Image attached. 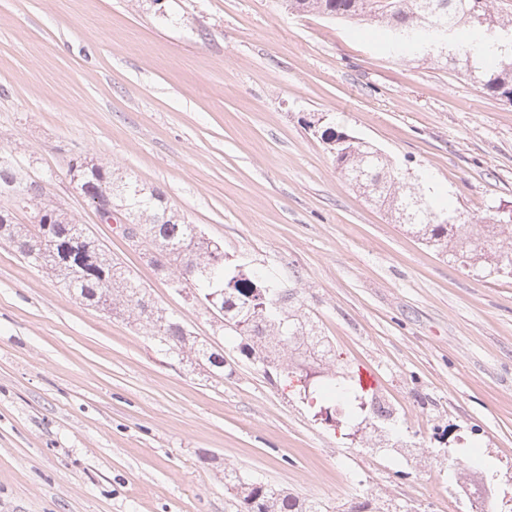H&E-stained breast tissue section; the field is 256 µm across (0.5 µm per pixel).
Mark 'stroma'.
I'll return each instance as SVG.
<instances>
[{
	"mask_svg": "<svg viewBox=\"0 0 512 512\" xmlns=\"http://www.w3.org/2000/svg\"><path fill=\"white\" fill-rule=\"evenodd\" d=\"M328 126L424 170L469 222L512 209V104L388 54L377 29L283 0H0V156L233 369L165 355L0 242V512H229L228 467L332 512L357 495L506 512L512 278L393 223L339 175ZM81 155L297 289L336 353L325 382L372 376L396 432L354 400L321 420L296 383H270L100 222L70 179Z\"/></svg>",
	"mask_w": 512,
	"mask_h": 512,
	"instance_id": "35a3bbf8",
	"label": "stroma"
}]
</instances>
